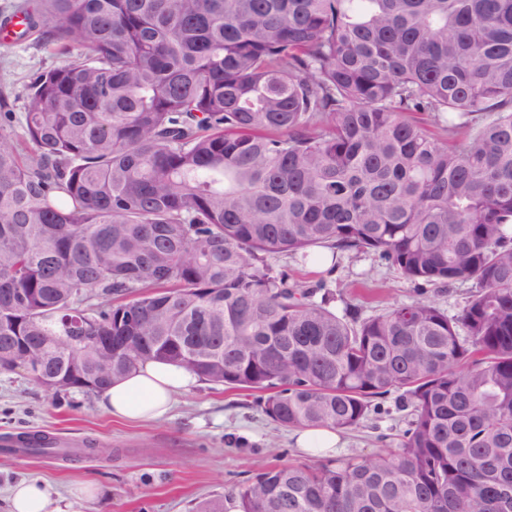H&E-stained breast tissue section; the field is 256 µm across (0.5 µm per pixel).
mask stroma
I'll return each mask as SVG.
<instances>
[{"instance_id":"1","label":"stroma","mask_w":512,"mask_h":512,"mask_svg":"<svg viewBox=\"0 0 512 512\" xmlns=\"http://www.w3.org/2000/svg\"><path fill=\"white\" fill-rule=\"evenodd\" d=\"M64 63L33 40L0 41V91L12 111L23 112L33 77ZM273 262L305 285L326 282L336 294V311L350 306L363 318L421 294L454 316L471 292L467 283L441 292L415 284L371 252L337 253L330 271L292 256L277 255ZM403 427L394 398L382 400L358 429L342 432L344 446L335 456L375 453L393 445ZM39 429L67 442L70 453L52 459L1 453L0 512H9L11 488L32 477L44 482L61 512H193L266 466L313 460L249 391L203 381L178 395L170 418L133 423L104 413L97 394L74 389L58 398L20 373L0 370V436ZM89 440L97 446L91 455L84 451ZM85 483L93 485V496L74 497Z\"/></svg>"}]
</instances>
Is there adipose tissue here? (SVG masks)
Returning <instances> with one entry per match:
<instances>
[{
    "mask_svg": "<svg viewBox=\"0 0 512 512\" xmlns=\"http://www.w3.org/2000/svg\"><path fill=\"white\" fill-rule=\"evenodd\" d=\"M198 383V376L184 367L147 359L100 392L99 405L116 418L155 421L168 415L178 395Z\"/></svg>",
    "mask_w": 512,
    "mask_h": 512,
    "instance_id": "adipose-tissue-1",
    "label": "adipose tissue"
}]
</instances>
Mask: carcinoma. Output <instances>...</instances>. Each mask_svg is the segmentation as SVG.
I'll list each match as a JSON object with an SVG mask.
<instances>
[{"label":"carcinoma","instance_id":"carcinoma-1","mask_svg":"<svg viewBox=\"0 0 512 512\" xmlns=\"http://www.w3.org/2000/svg\"><path fill=\"white\" fill-rule=\"evenodd\" d=\"M16 24L68 61L20 140L0 96V369L67 375L55 337L93 336L76 389L165 360L286 429L394 394L395 447L271 466L240 512H512V0H36ZM322 248L474 291L339 315L271 263Z\"/></svg>","mask_w":512,"mask_h":512}]
</instances>
